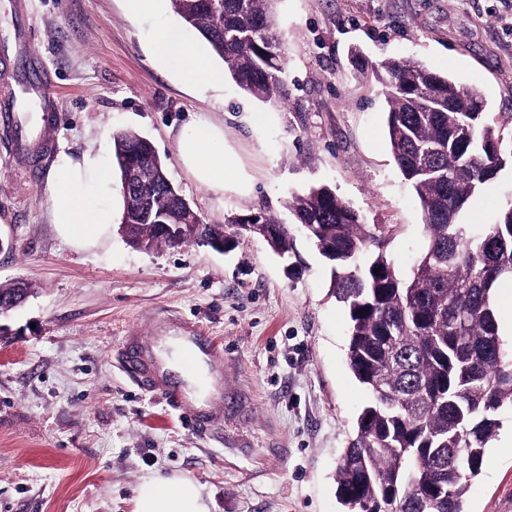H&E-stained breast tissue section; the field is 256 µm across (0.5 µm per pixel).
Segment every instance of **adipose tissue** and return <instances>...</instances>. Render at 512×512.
<instances>
[{"label": "adipose tissue", "instance_id": "ef3b65f1", "mask_svg": "<svg viewBox=\"0 0 512 512\" xmlns=\"http://www.w3.org/2000/svg\"><path fill=\"white\" fill-rule=\"evenodd\" d=\"M155 59L188 85L203 87L219 80V73L203 53L176 27L162 28L153 43ZM224 133L207 122H195L188 130L181 154L184 166L200 182L223 191L234 165L224 153ZM112 170L104 161L89 156L75 160L60 156L50 189L53 222L75 240H87L111 224L110 210L96 198L98 189L111 186ZM137 512H209L202 490L185 477L150 478L141 486Z\"/></svg>", "mask_w": 512, "mask_h": 512}]
</instances>
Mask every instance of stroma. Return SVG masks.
<instances>
[{
  "label": "stroma",
  "mask_w": 512,
  "mask_h": 512,
  "mask_svg": "<svg viewBox=\"0 0 512 512\" xmlns=\"http://www.w3.org/2000/svg\"><path fill=\"white\" fill-rule=\"evenodd\" d=\"M291 99L258 103L227 76L198 89L157 63L152 43L182 26L171 0L151 15L127 0H0L11 102L24 69L54 77L55 126L30 122L29 143L0 134V283L32 295L0 313V512H135L152 476L180 475L210 512H344L336 465L368 400L346 360L349 318L330 292L332 262L303 234L281 259L257 234L218 252L202 244L130 245L115 221L89 243L53 222L49 184L60 154L111 159L112 135L153 144L169 180L203 222L234 235L231 216L284 223L290 192L325 184L371 226H388L389 259L408 271L426 247L419 203L386 138V104L366 67L411 58L479 86L512 113V0H277ZM224 131L238 170L218 192L180 158L192 121ZM224 351L219 422L195 427L161 381L126 357L153 354L178 321ZM483 460L464 512H512V409Z\"/></svg>",
  "instance_id": "stroma-1"
}]
</instances>
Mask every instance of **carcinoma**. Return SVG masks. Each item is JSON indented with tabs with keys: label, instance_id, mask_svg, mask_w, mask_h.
<instances>
[{
	"label": "carcinoma",
	"instance_id": "cac0c4a2",
	"mask_svg": "<svg viewBox=\"0 0 512 512\" xmlns=\"http://www.w3.org/2000/svg\"><path fill=\"white\" fill-rule=\"evenodd\" d=\"M276 0H172L185 25L224 61V74L248 96L288 104L285 50L275 28ZM388 106V143L418 200L427 240L410 271L386 255L390 235L327 185L291 193L286 209L305 237L334 262L331 290L349 315L347 361L371 396L357 433L336 468L339 498L359 512H463L472 482L512 408V348L500 333L496 293L512 281V203L480 230L460 221L498 173L512 167V114L494 113L482 91L413 59L373 69ZM121 183L126 166L150 178L123 191L121 223L141 246L149 224L183 223V234L215 238L223 228L186 223L184 198L169 185L164 162L145 138L119 131L112 140ZM248 224L286 257L293 237L273 214L225 220Z\"/></svg>",
	"mask_w": 512,
	"mask_h": 512
}]
</instances>
